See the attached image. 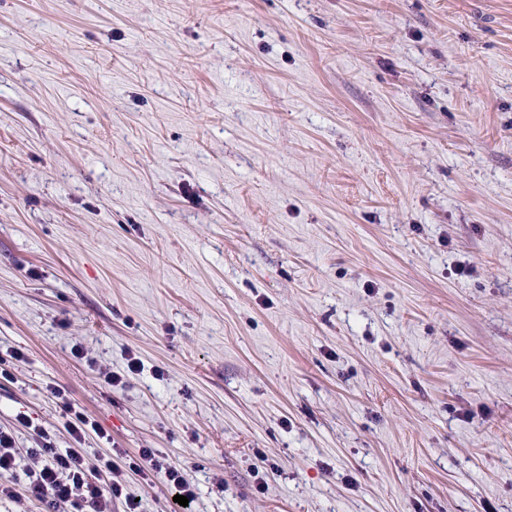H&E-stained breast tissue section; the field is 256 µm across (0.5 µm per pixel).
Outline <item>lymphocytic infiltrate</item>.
<instances>
[{"instance_id":"lymphocytic-infiltrate-1","label":"lymphocytic infiltrate","mask_w":512,"mask_h":512,"mask_svg":"<svg viewBox=\"0 0 512 512\" xmlns=\"http://www.w3.org/2000/svg\"><path fill=\"white\" fill-rule=\"evenodd\" d=\"M67 428L75 445L66 450L54 448L48 433H41L37 448H21L15 441V429L0 426V497L26 496L49 507L66 505L69 512H112V503L124 499L129 512L137 504L127 494L124 468L118 456L104 455L96 464H88L79 449L87 435L99 426L82 409H71ZM138 474L163 477L177 494L194 498L195 490L175 465L160 459L153 449H142Z\"/></svg>"}]
</instances>
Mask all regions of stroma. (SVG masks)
Listing matches in <instances>:
<instances>
[{
    "instance_id": "stroma-1",
    "label": "stroma",
    "mask_w": 512,
    "mask_h": 512,
    "mask_svg": "<svg viewBox=\"0 0 512 512\" xmlns=\"http://www.w3.org/2000/svg\"><path fill=\"white\" fill-rule=\"evenodd\" d=\"M11 349L137 512H512V0H0ZM46 391L51 397L61 400L62 404L70 412V416L66 424L76 445H81L85 437L89 435L90 432L99 433V426L97 422L84 410L80 408L77 409L73 404H71L67 395L58 386L49 384L46 386ZM128 467L142 476H147L146 472H149L163 477L175 489L177 495L188 498V506H182L184 509H187L195 499L194 486L183 477L180 469L165 459L156 457V453L151 448L142 449L139 463H129Z\"/></svg>"
}]
</instances>
